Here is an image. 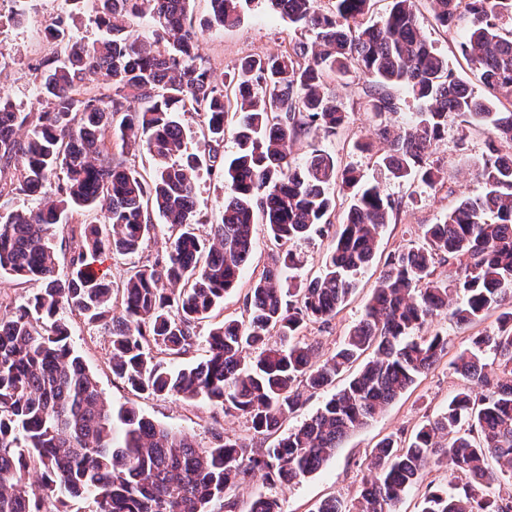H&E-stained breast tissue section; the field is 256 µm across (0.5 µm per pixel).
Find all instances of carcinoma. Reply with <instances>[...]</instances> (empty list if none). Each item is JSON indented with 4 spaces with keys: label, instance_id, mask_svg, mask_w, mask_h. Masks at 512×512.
I'll return each instance as SVG.
<instances>
[{
    "label": "carcinoma",
    "instance_id": "carcinoma-1",
    "mask_svg": "<svg viewBox=\"0 0 512 512\" xmlns=\"http://www.w3.org/2000/svg\"><path fill=\"white\" fill-rule=\"evenodd\" d=\"M209 2L213 22L234 27L247 0ZM267 2L316 40L247 57L219 81L194 52L190 0H95L96 39L73 37L62 19L49 28L56 51L35 67L41 111L24 112L0 93V195H42L35 210L0 214V273L41 285L0 313V512H58L68 498L90 501L91 512H236L237 492L252 475L270 484L304 479L411 389L447 349L441 332L420 335L430 319L445 315L466 327L492 313L495 327L451 362L465 387L408 439L390 434L376 443L354 503L328 497L312 512H391L432 467L450 468L453 481L428 491L418 512H512V491H503L512 487V157L501 153L512 149V0H429L443 27L468 19L461 51L490 98L427 44L416 0H392L372 24L371 0H334L330 11L320 0ZM145 15L157 26L153 37L131 35ZM353 69L365 77L363 103L387 143L380 160L392 179L429 189L445 183L432 155L450 112L485 124L490 147L477 166L481 191L461 197L440 223L423 225L421 243L388 255L362 318L321 354L303 329L342 310L357 275L375 261L380 229L402 208L377 185L358 188L356 171L325 151L301 165L290 158L311 132L343 128L348 113L327 79ZM90 74L105 91L87 87ZM393 86L420 104L402 126L389 122L399 109ZM187 112L203 116L214 157L225 117L238 115L237 153L224 167L228 191L204 236L196 233L199 159L187 152L180 122ZM141 145L157 160L148 177L123 160ZM337 191L352 202L319 274L307 284L283 277L295 264L287 246L333 227ZM101 201L102 223L71 224L73 271L59 274L46 244L52 229ZM154 214L171 230L163 257L135 268L118 288L91 274L103 257L140 252ZM258 214L284 250L252 282L241 317L211 324L205 357L173 365L238 286ZM439 265L448 266L443 277ZM63 309L108 327L112 372L136 393L202 396L261 435L277 433L304 393L340 378L344 385L259 452L220 432L203 447L132 406L108 405L70 345ZM31 469L41 471L36 488ZM249 512H279L278 501L259 494Z\"/></svg>",
    "mask_w": 512,
    "mask_h": 512
}]
</instances>
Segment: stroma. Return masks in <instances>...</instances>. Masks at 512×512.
Returning a JSON list of instances; mask_svg holds the SVG:
<instances>
[{
    "instance_id": "1",
    "label": "stroma",
    "mask_w": 512,
    "mask_h": 512,
    "mask_svg": "<svg viewBox=\"0 0 512 512\" xmlns=\"http://www.w3.org/2000/svg\"><path fill=\"white\" fill-rule=\"evenodd\" d=\"M418 18L421 30L433 47L448 59L449 68L466 81L478 94H485L480 72L462 57L459 44L462 28L445 29L432 17L427 0H419ZM192 18L200 33L197 51L216 76L232 74L241 59L248 56H267L283 53L289 47L294 30L287 18L272 12L266 0H250L242 22L233 28H223L210 22L209 0H193ZM64 19L74 34L93 39L99 30L94 23L92 5L83 10L74 9L69 0H12L0 9V48L6 56L0 60V91L25 111L38 107V79L35 67L50 56L53 47L45 40V29L57 19ZM363 79L350 73L332 81L330 87L344 102L349 113L345 127L332 137L310 133L293 148L292 158L302 162L313 149H321L335 156L339 166L357 169L362 183L375 184L391 198L401 200L403 208L397 218L387 224L379 237L374 265L358 278L355 294L329 326L309 324L308 337L319 339L324 350H333L360 320L363 307L370 296L379 272L394 249L419 243L421 227L435 224L451 210L462 196L479 193L480 187L472 172L489 152L490 135L485 127L470 124L458 116L448 118V129L433 154V159L447 175L442 189L430 190L416 183L397 182L389 178L379 157L385 146L376 143L369 152L356 150L359 141L372 140L373 123L360 103ZM181 123L186 134V146L202 160L197 179L196 214L200 234H207L219 213L226 188L221 173L208 163L210 143L204 136L200 116L185 114ZM170 231L166 224H157L147 248L135 255H113L105 258L106 273L114 284H121L131 271L146 261L163 256ZM277 250L270 240L266 225L255 227V248L252 260L245 269L239 287L225 294L220 316H241L243 298L252 280L271 265ZM71 343L82 356L86 367L95 378L107 402L120 405L134 402L146 417L169 427L195 435L199 445H209L213 433L223 432L243 440L258 449L270 445V437L253 433L246 419L224 413L202 397L184 401L170 397L137 396L112 372L109 362L110 336L104 327H91L78 318H70ZM495 316H488L469 327L457 326L449 318H442L435 327L448 338L447 355L431 370L421 375L415 385L401 398L390 404L368 425L350 434L341 444L335 457L301 482L290 485H272L261 477H254L238 493V512H249L252 499L258 494L277 497L281 512H310L315 503L336 496L354 499L368 475V456L375 443L383 436L394 434L410 436L425 416L447 404L449 398L462 387V379L449 367L452 357L470 345L472 336L492 329Z\"/></svg>"
}]
</instances>
